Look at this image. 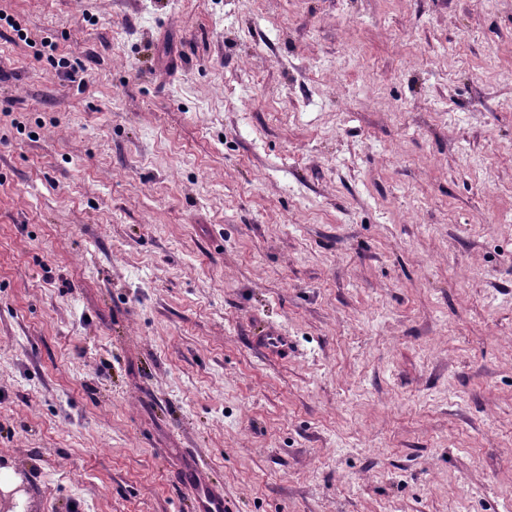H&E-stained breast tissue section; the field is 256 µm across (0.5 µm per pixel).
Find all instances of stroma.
Segmentation results:
<instances>
[{
	"mask_svg": "<svg viewBox=\"0 0 512 512\" xmlns=\"http://www.w3.org/2000/svg\"><path fill=\"white\" fill-rule=\"evenodd\" d=\"M0 11L25 512H512V0ZM42 45L44 47L50 48L49 50L51 51V53H49V57L51 60V64L53 65V67L56 68L57 71H61L64 74V76L66 77V79L69 80L70 82H72V83L78 82V87L86 88L87 81H86L85 77L80 75V71H81V73L83 72L80 68L71 64L69 59L66 58L65 56H62V57L56 59V57L53 54L55 52V49L52 46V44H48L47 40H43ZM196 511L195 512H226L224 505V495L216 488L210 487L208 483L201 487L195 494Z\"/></svg>",
	"mask_w": 512,
	"mask_h": 512,
	"instance_id": "obj_1",
	"label": "stroma"
}]
</instances>
